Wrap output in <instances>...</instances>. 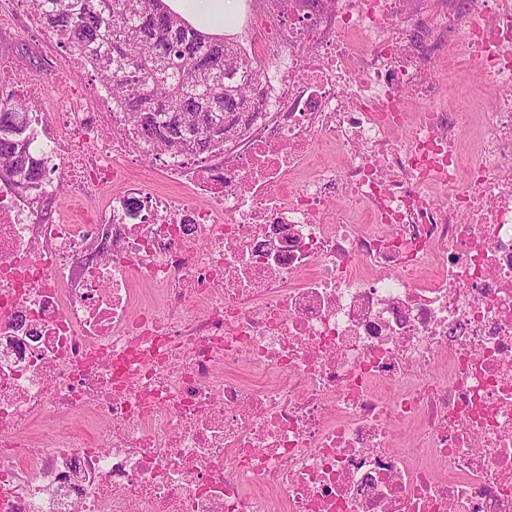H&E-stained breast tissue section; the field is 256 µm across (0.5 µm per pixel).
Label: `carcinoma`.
Listing matches in <instances>:
<instances>
[{"instance_id":"obj_1","label":"carcinoma","mask_w":512,"mask_h":512,"mask_svg":"<svg viewBox=\"0 0 512 512\" xmlns=\"http://www.w3.org/2000/svg\"><path fill=\"white\" fill-rule=\"evenodd\" d=\"M44 31L95 72L116 115L156 155L215 156L265 113L268 66L240 43L208 36L162 0H32ZM262 89L251 102V87ZM32 107L0 89V178L41 189Z\"/></svg>"}]
</instances>
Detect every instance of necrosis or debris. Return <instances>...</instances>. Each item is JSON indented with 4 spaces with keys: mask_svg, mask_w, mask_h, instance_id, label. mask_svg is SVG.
Wrapping results in <instances>:
<instances>
[{
    "mask_svg": "<svg viewBox=\"0 0 512 512\" xmlns=\"http://www.w3.org/2000/svg\"><path fill=\"white\" fill-rule=\"evenodd\" d=\"M253 33L266 117L166 189L79 65L66 208L0 179V512H512V0Z\"/></svg>",
    "mask_w": 512,
    "mask_h": 512,
    "instance_id": "4bbe7bcc",
    "label": "necrosis or debris"
}]
</instances>
